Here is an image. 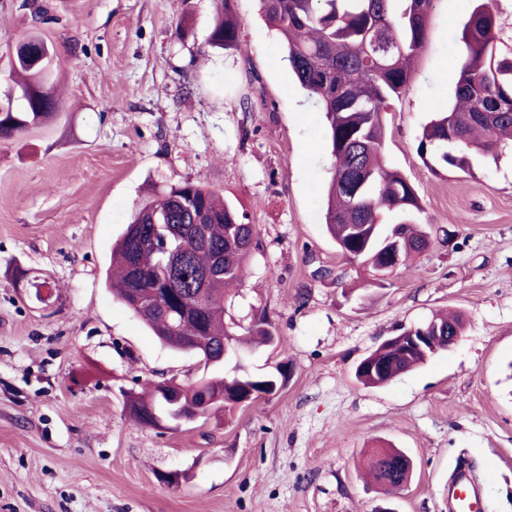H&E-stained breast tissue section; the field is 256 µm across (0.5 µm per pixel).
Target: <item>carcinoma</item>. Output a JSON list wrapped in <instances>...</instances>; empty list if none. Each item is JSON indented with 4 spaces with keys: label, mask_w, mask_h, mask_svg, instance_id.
<instances>
[{
    "label": "carcinoma",
    "mask_w": 512,
    "mask_h": 512,
    "mask_svg": "<svg viewBox=\"0 0 512 512\" xmlns=\"http://www.w3.org/2000/svg\"><path fill=\"white\" fill-rule=\"evenodd\" d=\"M235 0H217L220 19L207 44L239 49ZM432 0H258L259 11L280 37L300 88L325 113L326 143L334 158L324 202V225L341 255L377 273L389 252L400 262L431 245L423 207L414 186L385 159L383 115L390 101L408 86L419 50L427 38ZM496 17L478 4L462 32L466 54L456 73L454 101L436 113L422 130L418 153L446 168L463 170L473 159L499 160L503 143L512 139V52L496 46ZM44 73L17 62L6 75L17 89L11 111L0 112V139L52 117L59 107L43 94ZM257 245V229L244 215L202 182L168 186L146 200L126 225L112 251L106 283L122 304L147 326L159 342L177 352L192 348L213 372L174 391L184 410L233 412L241 405L231 388L241 382L259 393L272 375L254 377L243 370L224 372L238 360V348L275 342L266 315L248 336L224 349L230 333L224 325V291L240 281L246 258ZM190 252L189 264L174 272L165 261L168 249ZM212 272L204 282L207 303L187 316L199 288L195 274ZM430 344L423 348L380 343L355 368L366 387L383 386L448 349V337L464 328L462 314L430 320ZM160 383L131 394L130 417L148 426L145 416L166 409ZM412 458L397 448H380L366 470L385 491L400 488L412 476Z\"/></svg>",
    "instance_id": "obj_1"
}]
</instances>
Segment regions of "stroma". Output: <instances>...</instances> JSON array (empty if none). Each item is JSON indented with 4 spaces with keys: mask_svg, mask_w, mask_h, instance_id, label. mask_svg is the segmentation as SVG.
Returning <instances> with one entry per match:
<instances>
[{
    "mask_svg": "<svg viewBox=\"0 0 512 512\" xmlns=\"http://www.w3.org/2000/svg\"><path fill=\"white\" fill-rule=\"evenodd\" d=\"M475 5L433 0L411 81L384 114L386 158L415 187L432 244L379 284L325 231L333 159L304 146L324 141L326 118L257 0H235L237 50L207 45L216 0H0V71L38 35L62 101L0 140V512H448L460 463L492 472L485 512H512V148L469 172L430 169L417 151L453 97ZM185 180L256 226L224 321L237 336L267 316L275 347L243 363L292 375L232 417L145 428L128 393L203 367L113 298L105 270L151 189ZM446 309L467 317L456 345L386 386L355 380L380 342ZM383 442L415 465L388 494L361 475ZM172 471L179 482L160 484Z\"/></svg>",
    "mask_w": 512,
    "mask_h": 512,
    "instance_id": "35a3bbf8",
    "label": "stroma"
}]
</instances>
